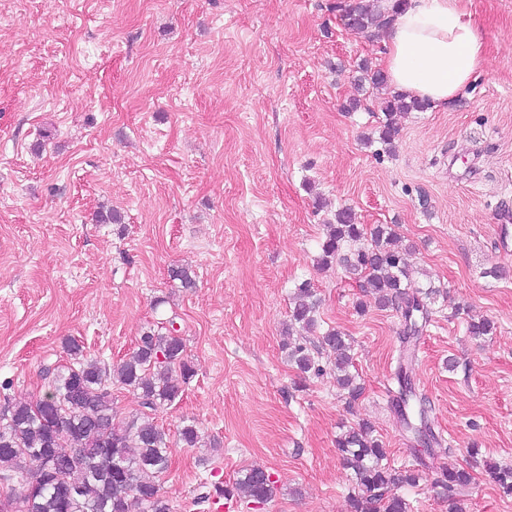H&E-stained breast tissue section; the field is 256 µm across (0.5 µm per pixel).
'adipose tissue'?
<instances>
[{"instance_id":"1","label":"adipose tissue","mask_w":512,"mask_h":512,"mask_svg":"<svg viewBox=\"0 0 512 512\" xmlns=\"http://www.w3.org/2000/svg\"><path fill=\"white\" fill-rule=\"evenodd\" d=\"M382 64L401 92L444 107L487 64L485 36L465 0H406L384 30Z\"/></svg>"}]
</instances>
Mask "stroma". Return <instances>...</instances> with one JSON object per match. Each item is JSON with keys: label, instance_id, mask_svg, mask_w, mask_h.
<instances>
[{"label": "stroma", "instance_id": "35a3bbf8", "mask_svg": "<svg viewBox=\"0 0 512 512\" xmlns=\"http://www.w3.org/2000/svg\"><path fill=\"white\" fill-rule=\"evenodd\" d=\"M351 0H0V414L48 389L65 342L111 366L173 322L195 369L158 410L171 512H349L353 472L336 447L370 422L409 512H512L486 470L512 467V0H470L488 66L448 108L375 136L393 88L382 32L345 25ZM348 207L394 225L420 283L439 288L412 379L441 443L425 450L391 407L402 320L358 314V276L316 266L323 223ZM117 211L119 223H98ZM189 269L191 288L170 276ZM317 329L353 345L364 387L348 403L334 357L300 374L282 348L297 282ZM494 335L469 336L470 317ZM195 423L202 445L187 448ZM471 483L444 494L448 465ZM264 467V503L212 502Z\"/></svg>", "mask_w": 512, "mask_h": 512}]
</instances>
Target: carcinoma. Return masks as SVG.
<instances>
[{
	"label": "carcinoma",
	"instance_id": "cac0c4a2",
	"mask_svg": "<svg viewBox=\"0 0 512 512\" xmlns=\"http://www.w3.org/2000/svg\"><path fill=\"white\" fill-rule=\"evenodd\" d=\"M386 11L382 0H357L347 7L345 17L349 28L360 34L385 27ZM426 106L416 98L391 96L379 142L391 146L398 134L396 117ZM325 228L317 265L339 262L361 276L362 295L356 303L359 314H365L371 302L380 308L396 307L404 323L402 359L411 363L415 358L411 339L429 321L430 304L440 290L413 279L405 251L395 245L397 233L391 225L358 224L350 209L340 208ZM318 307L311 283L304 280L296 285L285 330L287 340L282 343L297 370L316 375L323 369L303 343L305 337L291 336L290 329L296 325L313 329ZM467 331L482 338L494 334L496 327L482 317L468 322ZM318 342L336 354V383L349 400H357L363 386L349 371L353 360L349 339L342 331L329 328ZM66 348L69 363L47 369L52 375L48 392L34 404H15L0 418V483L6 487L7 499L0 502V512H171L156 481L170 466L169 441L151 413L181 396V386L170 375L173 368H179L185 381L194 375L185 359L183 339L171 330L146 331L132 353L111 369L87 358L75 340ZM397 383L393 408L399 422L414 442L430 447L439 444L428 418L427 400L417 395L403 368ZM116 384L136 392L147 412L128 421L116 419L112 398ZM374 432L373 426L363 422L336 437V448L352 469L357 487L350 497L351 512H408V503L388 494V488L414 485L420 474L386 467L385 448ZM29 460L37 462L34 473L26 468ZM486 467L500 491L512 495V467L491 462ZM471 480L469 470L453 466L445 470L443 486L451 494ZM220 491L227 500L237 496L260 503L272 497L274 481L265 468L252 466Z\"/></svg>",
	"mask_w": 512,
	"mask_h": 512
}]
</instances>
